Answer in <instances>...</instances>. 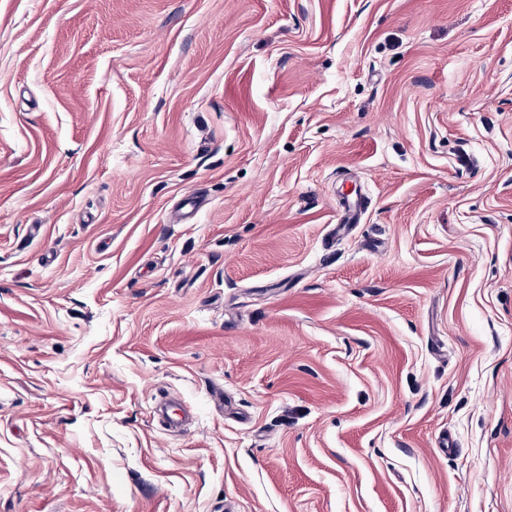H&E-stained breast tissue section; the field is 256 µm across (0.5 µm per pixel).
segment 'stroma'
Instances as JSON below:
<instances>
[{
	"mask_svg": "<svg viewBox=\"0 0 512 512\" xmlns=\"http://www.w3.org/2000/svg\"><path fill=\"white\" fill-rule=\"evenodd\" d=\"M0 512H512V0H0Z\"/></svg>",
	"mask_w": 512,
	"mask_h": 512,
	"instance_id": "35a3bbf8",
	"label": "stroma"
}]
</instances>
